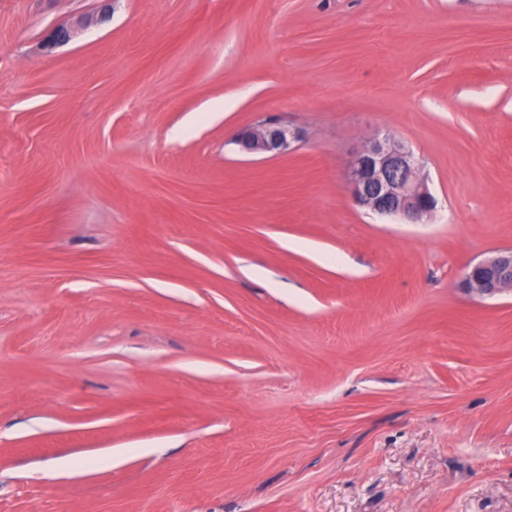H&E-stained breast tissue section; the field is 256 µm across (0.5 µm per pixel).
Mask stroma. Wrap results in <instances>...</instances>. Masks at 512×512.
Segmentation results:
<instances>
[{
    "label": "stroma",
    "mask_w": 512,
    "mask_h": 512,
    "mask_svg": "<svg viewBox=\"0 0 512 512\" xmlns=\"http://www.w3.org/2000/svg\"><path fill=\"white\" fill-rule=\"evenodd\" d=\"M99 10L0 0V512H512V293L461 286L512 249V0H115L44 48ZM269 117L292 152L234 144ZM377 132L429 221L348 193Z\"/></svg>",
    "instance_id": "obj_1"
}]
</instances>
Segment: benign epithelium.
Listing matches in <instances>:
<instances>
[{
	"label": "benign epithelium",
	"mask_w": 512,
	"mask_h": 512,
	"mask_svg": "<svg viewBox=\"0 0 512 512\" xmlns=\"http://www.w3.org/2000/svg\"><path fill=\"white\" fill-rule=\"evenodd\" d=\"M301 138L300 130L270 118L242 128L236 136L245 151L273 156L291 152ZM348 182L354 200L380 217L418 223L436 209L437 200L413 151L389 134L374 135L354 154ZM462 283L478 296L511 290L512 251L470 266Z\"/></svg>",
	"instance_id": "obj_1"
}]
</instances>
